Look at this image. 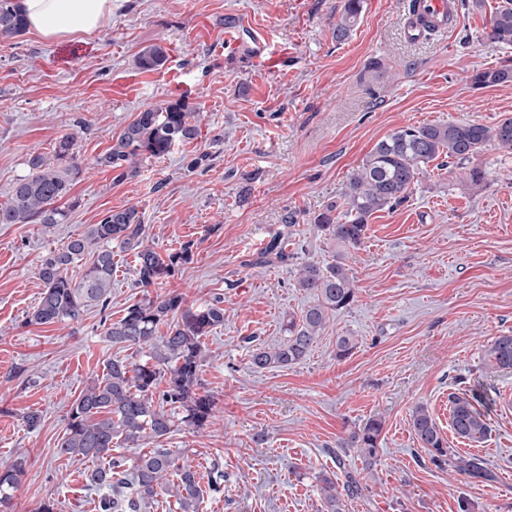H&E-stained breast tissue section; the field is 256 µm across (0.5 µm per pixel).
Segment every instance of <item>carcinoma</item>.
Here are the masks:
<instances>
[{
    "label": "carcinoma",
    "mask_w": 512,
    "mask_h": 512,
    "mask_svg": "<svg viewBox=\"0 0 512 512\" xmlns=\"http://www.w3.org/2000/svg\"><path fill=\"white\" fill-rule=\"evenodd\" d=\"M360 2L346 0L334 26L336 39L348 37L360 13ZM26 30L27 22L15 0H0V38H15ZM487 40L500 48L512 47V0H505L491 15ZM167 59L162 46L151 45L139 53L136 65L143 72H151L163 67ZM470 80L479 88L508 83L512 81V68L476 70ZM192 118V110L181 100L143 109L112 141L99 162L119 171L120 179L132 176L137 158L164 157L176 145L193 139L197 127ZM488 145L512 152V117L493 127L471 121L403 126L380 140L350 175L342 193L341 211L331 207L318 214L314 224L341 246L355 248L366 238L369 218L404 201L429 163L441 157L462 163ZM74 146L75 136L64 134L56 140L51 156L36 154L29 159V173L15 180L8 202L0 207V224L63 223L66 212L56 203L68 196L73 177L79 174ZM144 238L142 216L136 208L127 207L108 211L83 234L51 251L39 268L42 296L28 315V322H77L92 306L107 309L112 291L110 244L114 241L134 252L138 288L165 283L177 266L192 259L191 242L163 256L145 244ZM286 248L284 239L278 236L253 263L286 261ZM71 266L80 267L75 277L68 274ZM296 284L314 295V302L299 319L288 320V336L283 343L251 350L252 367H287L304 360L330 317L355 300L353 278L339 259L326 266L302 264ZM164 322L168 329L160 335L158 327ZM222 324L223 300L217 298L203 309H193L186 306L182 294L169 291L153 297L144 294L126 307L120 319L104 325L109 343L121 348L136 346L145 351L146 360L139 364L119 358L109 361L102 376L92 380L69 409L60 454L95 462L87 470L85 482L104 492L98 505L101 512H140L162 493L176 497L180 512H199L200 493L191 462L180 460L168 448H154L130 465L124 456L112 454V447L119 438L134 445L167 435L172 427L168 407L183 410L184 422L196 429L209 424L216 403L210 395L200 393L202 338ZM485 369L492 373L512 370L511 334L492 342ZM449 403L454 434L473 444L482 443L490 427L475 399L452 394ZM409 426L436 467L481 481L493 478L482 460L461 456L443 445L425 405L414 406ZM382 431L383 422L370 419L341 438L338 447L356 449L363 469L368 470L377 461ZM336 465L344 470L343 482L325 474L318 476L324 512H342L345 499L365 496L360 472L346 470L340 454L336 455ZM25 467L26 458L19 456L10 466L0 468V512H9L12 492L25 475Z\"/></svg>",
    "instance_id": "cac0c4a2"
}]
</instances>
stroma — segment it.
Masks as SVG:
<instances>
[{
	"label": "stroma",
	"instance_id": "obj_1",
	"mask_svg": "<svg viewBox=\"0 0 512 512\" xmlns=\"http://www.w3.org/2000/svg\"><path fill=\"white\" fill-rule=\"evenodd\" d=\"M406 2L363 0L342 41L333 27L345 0H114L111 20L93 34L0 40V204L31 155H51L63 134H75L80 167L59 203L65 223L0 224V468L27 457L12 512L44 502L56 512H98L88 461L59 446L70 405L108 360L140 359L107 342L102 326L143 294L132 252L112 247L107 310L56 325L27 316L41 297L42 259L108 210L132 205L160 254L192 242V260L167 287L196 308L223 297L224 323L202 339L215 423L196 431L176 410L169 434L117 444L116 453L133 460L158 446L188 455L202 486L219 463L224 493L204 494L199 512H322L317 477L335 472L339 438L376 417L384 423L378 461L363 471L364 498L346 501L345 512H458L462 497L475 512H512V372L483 368L494 338L512 334V152L489 146L473 156L485 178L465 190L456 162L430 163L407 199L370 217L358 248L342 249L314 225L392 131L512 117V82H470L474 70L512 67V47L486 38L503 0H458L448 31L417 42L401 26ZM241 21L266 34L264 52L247 40L227 54L224 33ZM154 44L166 64L140 71L138 53ZM178 99L196 112L197 137L140 159L124 180L97 165L137 112ZM282 233L288 261L254 265ZM339 257L355 281L351 306L305 360L252 369L251 350L282 343L288 317L313 301L296 286L297 267ZM343 335L358 345L340 359ZM474 388L490 425L479 445L449 426V394ZM419 403L447 446L480 458L494 481L430 463L408 425ZM31 411L41 415L33 430L23 420Z\"/></svg>",
	"mask_w": 512,
	"mask_h": 512
}]
</instances>
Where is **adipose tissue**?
<instances>
[{"label":"adipose tissue","instance_id":"obj_1","mask_svg":"<svg viewBox=\"0 0 512 512\" xmlns=\"http://www.w3.org/2000/svg\"><path fill=\"white\" fill-rule=\"evenodd\" d=\"M113 0H17L31 31L44 39L89 34L112 17Z\"/></svg>","mask_w":512,"mask_h":512}]
</instances>
